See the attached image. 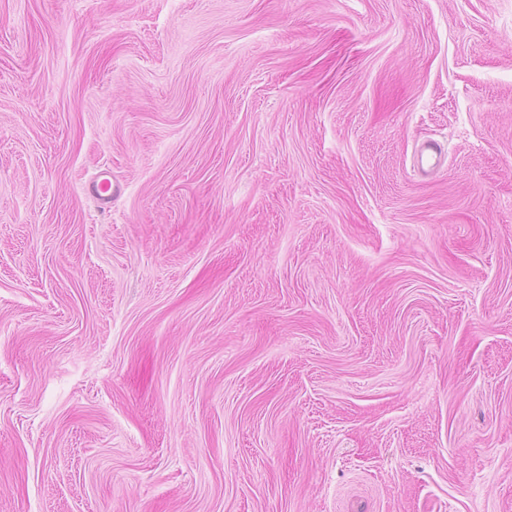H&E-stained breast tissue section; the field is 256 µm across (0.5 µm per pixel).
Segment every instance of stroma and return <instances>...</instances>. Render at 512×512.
Masks as SVG:
<instances>
[{
  "label": "stroma",
  "instance_id": "stroma-1",
  "mask_svg": "<svg viewBox=\"0 0 512 512\" xmlns=\"http://www.w3.org/2000/svg\"><path fill=\"white\" fill-rule=\"evenodd\" d=\"M0 512H512V0H0ZM87 194L94 197L100 208L107 209L123 193V185L118 182L109 169L100 170L85 188Z\"/></svg>",
  "mask_w": 512,
  "mask_h": 512
}]
</instances>
